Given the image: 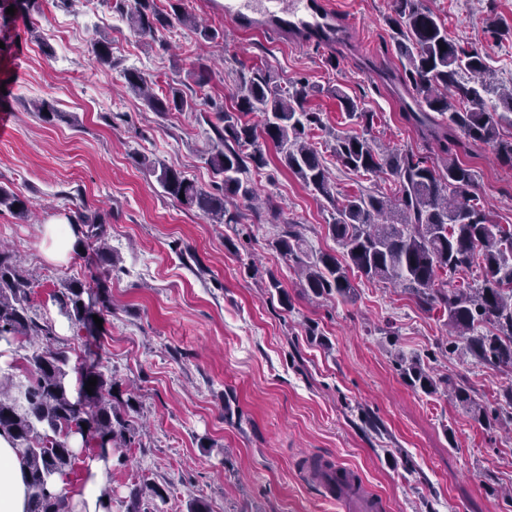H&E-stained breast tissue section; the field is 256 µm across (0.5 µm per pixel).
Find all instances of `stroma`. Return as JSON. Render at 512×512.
Segmentation results:
<instances>
[{"instance_id":"obj_1","label":"stroma","mask_w":512,"mask_h":512,"mask_svg":"<svg viewBox=\"0 0 512 512\" xmlns=\"http://www.w3.org/2000/svg\"><path fill=\"white\" fill-rule=\"evenodd\" d=\"M355 30L341 46L320 47L260 32L225 19L220 0H185L217 30L207 41L181 25L155 37L134 34L110 0H40L39 13L17 18L10 50L0 52V186L27 200L24 222L0 213V243L33 270V312L52 322L70 352V377L90 366L111 372L134 392L147 430L124 462L109 449V512H127L132 485L166 490L143 499L142 512H189L204 499L210 512H338L314 481L306 460L333 459L354 468L382 498L386 512H512V407L504 394L512 373L477 363L457 348L441 311L422 309L408 291L353 276L355 298H316L272 241L284 222L298 225L318 251L341 255L327 233L330 206L281 165L271 142L268 164L251 179L265 198L262 214L214 224L169 198L147 169L146 155L174 164L208 187L217 177L204 159L215 115L152 111L126 92L122 71L137 69L160 88L180 86L196 101L231 106L240 73L263 69L280 83L318 89L311 111L321 123L308 138L336 184L337 197L364 190L393 193L387 177L346 170L333 154V134L353 132L336 98L357 97L375 112L379 146L433 157L404 114L417 94L402 83L395 35L386 24L392 0H334ZM448 37L485 55L497 82L512 84V0H421ZM107 38L112 64L98 66L91 43ZM211 68L197 86L198 63ZM44 99L52 120L31 112ZM476 173L475 193L491 223L512 227V167L490 147L464 139ZM95 218L106 230L112 274L99 276L91 242L65 263L41 251L43 227ZM273 273L281 293L264 294L250 267ZM78 280L112 307L94 333L76 330L53 299ZM34 344L0 343V377L28 381ZM418 355L434 377L495 409L474 420L443 393L411 386L397 352Z\"/></svg>"}]
</instances>
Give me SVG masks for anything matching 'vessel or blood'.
Masks as SVG:
<instances>
[{
  "mask_svg": "<svg viewBox=\"0 0 512 512\" xmlns=\"http://www.w3.org/2000/svg\"><path fill=\"white\" fill-rule=\"evenodd\" d=\"M224 15L239 30L283 35L299 43L333 46L350 36L348 22L328 0H224ZM326 471L333 477L327 493L343 512H382V500L365 493L356 471L338 462L329 463Z\"/></svg>",
  "mask_w": 512,
  "mask_h": 512,
  "instance_id": "obj_1",
  "label": "vessel or blood"
}]
</instances>
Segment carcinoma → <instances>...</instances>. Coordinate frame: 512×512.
<instances>
[{"label": "carcinoma", "instance_id": "carcinoma-1", "mask_svg": "<svg viewBox=\"0 0 512 512\" xmlns=\"http://www.w3.org/2000/svg\"><path fill=\"white\" fill-rule=\"evenodd\" d=\"M11 5L13 16L6 13ZM116 7L141 37L153 38L177 22L212 39L208 28L198 27L184 0H170L169 12L157 9L155 0L119 2ZM35 8L37 0H0V41H8L15 16ZM388 22L398 30L396 50L407 62L405 77L422 106L420 112L407 113L406 119L436 142L443 154L442 167L428 165L426 158L409 150L378 152L367 137L375 113L343 93L336 97L348 116L359 121L363 133L334 135L333 152L354 173H389L397 184L394 196L360 192L337 201L328 168L306 140V129L320 123L318 113L306 108L313 87L301 82L284 89L259 68L240 75L231 107L216 109L217 123L211 125L214 137L206 153V163L221 177L213 190L186 177L173 164L146 159L142 164L172 199L197 208L215 224H239L243 218L240 205L251 208L259 200L249 175L267 166L259 138L270 141L282 165L317 198L331 204L327 232L344 249L340 259L317 251L297 225H281L273 246L298 269L305 291L347 300L354 294L351 274L355 272L369 280L389 281L410 291L421 307L447 314L448 325L477 362L512 370V229L489 222L473 192L475 174L460 159L461 143L451 134L453 129L461 131L512 165V140H503L498 133L506 115L484 99L491 83L490 67L479 52L467 51L448 39L438 16L420 7L418 0H393ZM92 54L98 65L112 66L107 39L96 40ZM123 78L127 89L156 112L197 111L196 100L179 87L169 86L160 97L145 74L126 70ZM252 112L263 114L262 126L245 120ZM433 112L448 116V127L432 118ZM3 209L22 219L30 216L27 201L0 186ZM477 264L484 275L475 288L437 283L440 270L452 277ZM30 285L18 256L0 243V337L20 336L38 344L30 358L32 378L24 390L11 394L0 383V432L13 437L25 460L28 512H62L63 496L53 489V480L73 469L76 454L71 437L84 434L88 403H93L91 423L101 448L132 447L141 425L133 417L138 412L135 398L122 397L115 391L119 383L103 371L86 375L97 379L93 394H72L69 351L56 343L53 326L33 313ZM85 290L86 285L76 280L55 296L60 312L75 326L87 324ZM486 325L491 330L484 333L481 328ZM397 366L411 385H419L428 394L437 392V382L423 369L419 357L400 353ZM451 395L476 419H487L488 408L463 389L455 388ZM147 489L161 500L166 497L158 486H136L129 494L128 512H141L139 503Z\"/></svg>", "mask_w": 512, "mask_h": 512}]
</instances>
